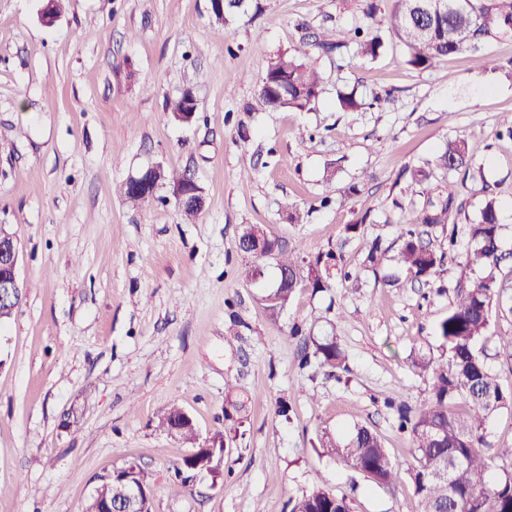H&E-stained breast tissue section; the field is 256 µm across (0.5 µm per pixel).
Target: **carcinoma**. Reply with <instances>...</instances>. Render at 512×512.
Segmentation results:
<instances>
[{"label": "carcinoma", "instance_id": "obj_1", "mask_svg": "<svg viewBox=\"0 0 512 512\" xmlns=\"http://www.w3.org/2000/svg\"><path fill=\"white\" fill-rule=\"evenodd\" d=\"M468 6L457 10L450 6L424 9L426 0H392L385 16L387 30L407 50V64L420 69L432 61L453 54L468 53L482 68L493 64L487 45L494 40L512 39V0H467ZM261 12V0H246L239 6L228 4L224 21L237 15ZM356 46L364 57L375 58L384 48L382 37L373 25L363 29L325 30L316 47L326 53ZM322 92L317 70L298 56L282 54L267 67L261 79L259 98L271 109L288 108L308 111ZM195 97L188 90L167 102L166 109L173 117L191 112ZM436 165L467 178L470 161L467 143L462 138L448 142L435 159ZM456 187L448 183L437 202L417 212L399 234L401 246L396 263L411 276H430L443 266L447 253L455 249V232L448 233V251L436 250L424 243L418 225H446L451 220L456 202ZM263 245L275 247L278 269L288 273V287L273 288L267 294L266 309L276 317L303 281L314 288L326 287L322 276V259L337 261L340 255L329 251L325 257L300 266L296 248L266 224L249 226ZM498 201L484 200L478 220L468 225L471 248L463 257L469 268H482L487 275L466 278L455 288L448 315L438 324L442 340L439 357L424 355L414 366L429 380V397L417 407L398 409L400 429L409 433L414 464L410 478L418 498L420 512H512V475L492 479L493 457L489 455L485 428L494 412L508 405L494 374L478 355L477 345L488 329L492 306L499 295L494 274L501 254L499 249ZM314 350L303 355L305 363L315 362L334 373L343 367L345 354L337 338L326 336L313 341ZM157 427L169 436L192 445L175 478L186 483L184 474L224 451L225 435L212 434L213 447L204 448L191 417L176 404L171 405L158 419ZM322 455L363 474L376 484H388L394 464L378 435L366 426H357L349 434L336 437L326 433L320 441ZM448 470L449 485L437 476ZM112 481L97 490L98 500L110 501L121 497L122 480H134L152 488L148 472L130 462L114 469ZM290 512H351L349 501L334 494L318 481L298 498Z\"/></svg>", "mask_w": 512, "mask_h": 512}]
</instances>
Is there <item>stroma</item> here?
<instances>
[{
	"instance_id": "35a3bbf8",
	"label": "stroma",
	"mask_w": 512,
	"mask_h": 512,
	"mask_svg": "<svg viewBox=\"0 0 512 512\" xmlns=\"http://www.w3.org/2000/svg\"><path fill=\"white\" fill-rule=\"evenodd\" d=\"M42 5L0 0V224L17 238L25 288L0 326V512H82L99 477L131 461L152 475L151 512H290L319 478L352 512H419L398 409L427 397L412 361L438 354L437 324L469 271L456 259L419 282L387 277L401 226L453 181L459 251L485 193L497 198L495 274L512 287V136L501 124L512 41L488 45L491 70L466 53L422 70L388 33L373 59L316 48L323 29L362 23L361 0H263L260 15L226 25L210 0H66L50 26ZM282 52L317 68L312 110L262 104L259 80ZM345 86L385 102L342 111ZM188 89L194 120H171L166 100ZM456 138L483 178L436 167ZM152 165L195 179L205 205L194 223L169 187L137 207L116 193ZM407 168L429 177L410 184ZM358 221L363 236L345 238ZM248 224L270 225L309 261L344 241L343 265L270 318L277 269L268 260L249 276L237 247ZM375 237L388 254L373 267L364 241ZM329 333L346 356L332 377L301 364L304 336ZM510 340L512 307L494 306L478 349L508 394ZM174 403L200 436L236 429L223 484L175 481L190 449L156 427ZM357 425L387 449L390 484L322 456L324 433ZM486 429L497 478L512 466V405Z\"/></svg>"
}]
</instances>
